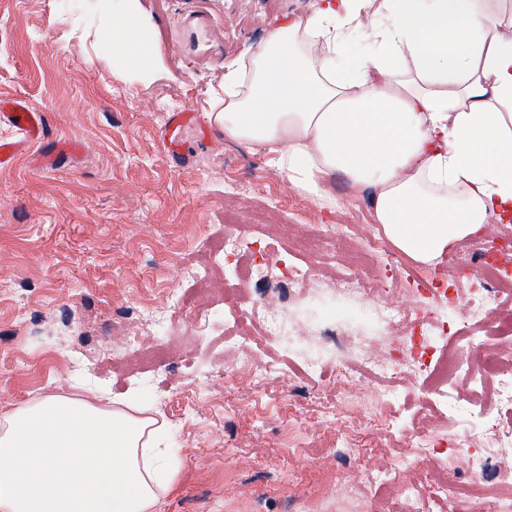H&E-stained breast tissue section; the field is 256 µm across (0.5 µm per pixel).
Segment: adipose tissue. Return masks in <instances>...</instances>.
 Here are the masks:
<instances>
[{"mask_svg":"<svg viewBox=\"0 0 512 512\" xmlns=\"http://www.w3.org/2000/svg\"><path fill=\"white\" fill-rule=\"evenodd\" d=\"M502 0H315L224 67L209 119L317 198L371 189L406 257L512 221V11ZM100 51L148 83L165 69L138 0H105ZM367 50L349 55L356 40ZM136 407L60 394L0 415V512H154L173 461Z\"/></svg>","mask_w":512,"mask_h":512,"instance_id":"obj_1","label":"adipose tissue"}]
</instances>
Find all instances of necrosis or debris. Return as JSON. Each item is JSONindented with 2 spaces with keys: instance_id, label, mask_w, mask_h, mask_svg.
<instances>
[{
  "instance_id": "4bbe7bcc",
  "label": "necrosis or debris",
  "mask_w": 512,
  "mask_h": 512,
  "mask_svg": "<svg viewBox=\"0 0 512 512\" xmlns=\"http://www.w3.org/2000/svg\"><path fill=\"white\" fill-rule=\"evenodd\" d=\"M355 230L352 224L315 225L306 245L294 248L292 263L280 272L288 286L286 300L298 306L355 301L350 323L318 320V342L309 345L303 325L288 326L272 316L283 299L265 292L251 301V321L225 337V347L252 349L259 335L288 355L306 347L309 372L328 381L353 379L361 372L369 377L423 376L434 403L452 416L460 412L450 398L453 387L458 380L467 381L481 400L469 413L470 427L448 439L456 459L474 464L469 485L463 489L443 481L433 494L447 501L448 512H512V492L488 493L494 479L512 476V463L503 455L512 448V324L498 320L512 311V226L501 224L490 237L471 239L466 256L443 258L440 267L451 274V287L414 289L415 304L390 305L377 312L368 304L371 290L358 276L357 265L346 266L334 287L326 288L303 260L311 250L325 252L336 240L355 239L362 254L388 262L391 251L379 228L365 227L360 236ZM279 247L271 238L254 244L243 241L232 223L225 225L223 237L208 244L213 265L232 266L231 277L224 281L228 293L251 284ZM462 293L467 300L460 308L456 301ZM477 327L485 334L479 345L471 336Z\"/></svg>"
}]
</instances>
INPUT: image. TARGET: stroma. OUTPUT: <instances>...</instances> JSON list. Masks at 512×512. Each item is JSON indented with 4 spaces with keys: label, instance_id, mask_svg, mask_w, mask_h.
I'll return each instance as SVG.
<instances>
[{
    "label": "stroma",
    "instance_id": "35a3bbf8",
    "mask_svg": "<svg viewBox=\"0 0 512 512\" xmlns=\"http://www.w3.org/2000/svg\"><path fill=\"white\" fill-rule=\"evenodd\" d=\"M139 3L168 67L147 85L94 47L107 21L100 0H0V99L24 98L46 124L27 155L0 169V414L49 392L139 398L178 458L157 512H399L385 475L427 484L434 473L407 436L430 402L416 380L393 382L405 417L388 432L373 414L377 381H322L272 344L238 361L221 335H199L195 316L177 309L225 216L251 237L263 204L281 213L270 234L290 242L364 198L339 180L335 208L322 206L208 119L225 64L262 45L272 16L306 12L311 0ZM200 11L208 46L175 51ZM182 111L197 121L184 133L190 154L177 159L162 131ZM60 141L81 150L45 168ZM171 309L181 341L169 364L135 370L137 350L116 335ZM93 352L98 364L85 369ZM341 391L352 399L338 413Z\"/></svg>",
    "mask_w": 512,
    "mask_h": 512
}]
</instances>
